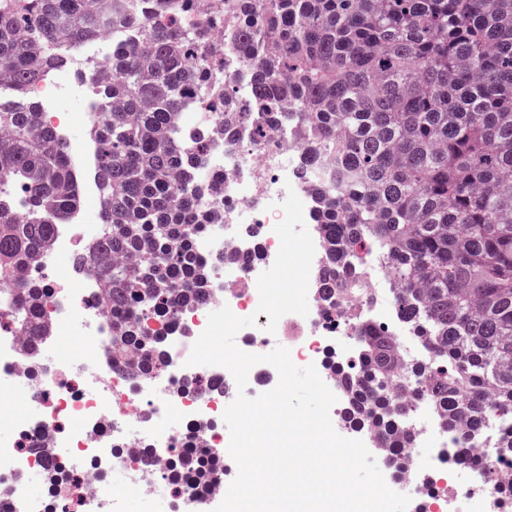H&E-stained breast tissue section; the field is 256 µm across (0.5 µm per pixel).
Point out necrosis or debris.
I'll use <instances>...</instances> for the list:
<instances>
[{
    "instance_id": "obj_1",
    "label": "necrosis or debris",
    "mask_w": 512,
    "mask_h": 512,
    "mask_svg": "<svg viewBox=\"0 0 512 512\" xmlns=\"http://www.w3.org/2000/svg\"><path fill=\"white\" fill-rule=\"evenodd\" d=\"M127 33L114 31L76 46L64 72L45 73L30 91L40 97L44 124L67 131L74 111L85 125L97 124L96 95L102 72ZM303 150L277 130L254 143L251 126L233 139L214 135L208 166L197 185L202 214L221 211L222 220L203 226L195 238L198 258L208 266L204 299L177 311L154 314L148 326L166 338L161 371L132 381L110 355L109 326L95 279L79 269L50 279L39 264L27 273L41 288L42 319L49 328L37 360H30L15 321L20 303L12 285L0 284V512H121L123 500L158 492L193 500L195 508L222 499L236 467H226L222 485L200 480L191 489L172 481L178 452L223 454L230 434L224 429L225 408L237 396L232 374L219 366L188 365L195 341L210 312L229 306L239 317L255 316L241 329L237 346L265 353L269 318L257 313V279L269 269L280 247L275 225L281 205L295 192L304 207L312 205V185L300 170ZM102 225L76 211L57 225L43 253L44 261L75 259L98 240ZM236 259L216 263L219 253ZM359 294L348 296L345 317H326L325 304L314 298L308 316H283L275 333L288 337L300 362L315 366L329 388L355 366V355L337 348L351 342L364 318L395 338L408 383L402 396L409 409L401 427L409 435L403 447L377 444L381 458L397 459L401 468L389 476L392 490L415 500L431 499L438 512H453L457 502L479 499L484 512H512V456L498 443L503 425L489 420L475 441L447 450L460 436L429 395L427 377L432 351L424 337L402 321L394 305V279L379 262L354 266ZM26 396L28 411L16 415L13 394ZM121 473L112 484V473ZM461 472L484 476L481 488L456 481ZM48 481L49 499L29 493L33 478Z\"/></svg>"
}]
</instances>
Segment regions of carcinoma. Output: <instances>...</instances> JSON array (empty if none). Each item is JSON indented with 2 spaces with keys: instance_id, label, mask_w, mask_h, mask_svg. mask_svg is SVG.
I'll return each mask as SVG.
<instances>
[{
  "instance_id": "1",
  "label": "carcinoma",
  "mask_w": 512,
  "mask_h": 512,
  "mask_svg": "<svg viewBox=\"0 0 512 512\" xmlns=\"http://www.w3.org/2000/svg\"><path fill=\"white\" fill-rule=\"evenodd\" d=\"M182 2L0 0V78L14 99L0 108V277L24 297L27 352L47 328L26 267L80 203L74 148L42 124L29 85L67 68L70 48L104 28L135 36L112 58L90 132L105 232L76 266L110 307L112 355L140 352L124 362L136 379L164 351L163 336L141 329L143 310L203 299L192 180L208 163L209 130L188 139L175 117L200 112L235 134L250 113L229 104L224 59L242 44L256 137L287 129L315 181L313 223L328 253L314 288L329 298L348 287L344 264L378 256L400 318L435 350L432 395L462 438L486 415L512 424V0H214L223 44L184 19ZM324 153L335 155L332 178L318 167ZM358 332L364 370L344 378L341 421L403 441L391 423L396 342L367 321ZM181 474L222 479L224 462L186 456Z\"/></svg>"
}]
</instances>
